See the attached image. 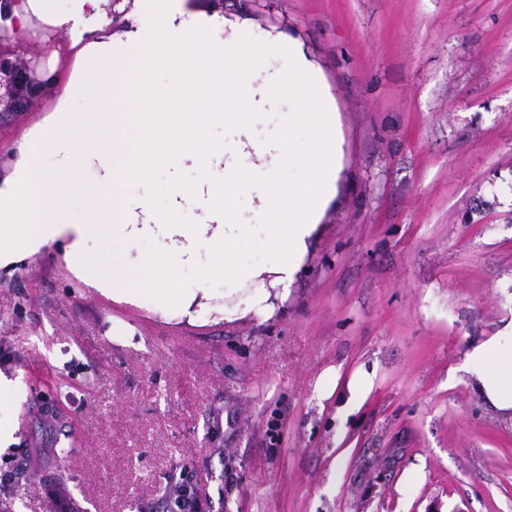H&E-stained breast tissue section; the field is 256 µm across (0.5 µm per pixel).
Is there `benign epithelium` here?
<instances>
[{
  "label": "benign epithelium",
  "instance_id": "7a95c632",
  "mask_svg": "<svg viewBox=\"0 0 512 512\" xmlns=\"http://www.w3.org/2000/svg\"><path fill=\"white\" fill-rule=\"evenodd\" d=\"M42 87L34 67L0 49V118L30 109L40 97Z\"/></svg>",
  "mask_w": 512,
  "mask_h": 512
}]
</instances>
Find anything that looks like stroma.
I'll return each instance as SVG.
<instances>
[{"label":"stroma","mask_w":512,"mask_h":512,"mask_svg":"<svg viewBox=\"0 0 512 512\" xmlns=\"http://www.w3.org/2000/svg\"><path fill=\"white\" fill-rule=\"evenodd\" d=\"M302 43L340 112L339 193L271 318L117 303L64 243L0 269V501L51 512H512V417L463 368L512 320V0H189ZM46 85L0 129V176L56 107L72 60L30 42ZM334 372L336 388L317 384ZM370 387L347 406L349 386ZM60 448L44 461L36 449Z\"/></svg>","instance_id":"obj_1"}]
</instances>
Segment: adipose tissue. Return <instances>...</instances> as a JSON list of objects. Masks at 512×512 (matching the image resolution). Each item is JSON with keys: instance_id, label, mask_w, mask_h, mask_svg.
Segmentation results:
<instances>
[{"instance_id": "obj_1", "label": "adipose tissue", "mask_w": 512, "mask_h": 512, "mask_svg": "<svg viewBox=\"0 0 512 512\" xmlns=\"http://www.w3.org/2000/svg\"><path fill=\"white\" fill-rule=\"evenodd\" d=\"M105 4L23 0L11 10L17 37L67 32L64 50L80 74L62 86L50 121L0 180V267L65 237L71 266L91 288L119 303L147 295L193 321L212 296L205 288L179 293L173 271L203 259L208 275L232 276L241 291L225 322L272 316L319 237L343 171L339 112L321 72L295 39L263 37L246 24L224 39L223 16L185 8L184 0H131L134 23L118 34ZM272 51L286 71L263 70ZM158 72L165 86L155 84ZM75 98L82 110L71 108ZM283 98L291 108L265 139H204L207 124L246 128ZM299 129L301 144L291 138ZM46 153L49 168L41 164ZM187 162L200 172L192 183L176 175ZM161 168L172 173L163 211L152 196L126 191ZM241 194L251 215L232 206ZM92 239L131 247L149 240L156 253L132 271L107 254L89 256ZM247 241L264 246L265 260L233 266L234 248ZM467 363L484 399L512 414V321L474 345Z\"/></svg>"}]
</instances>
